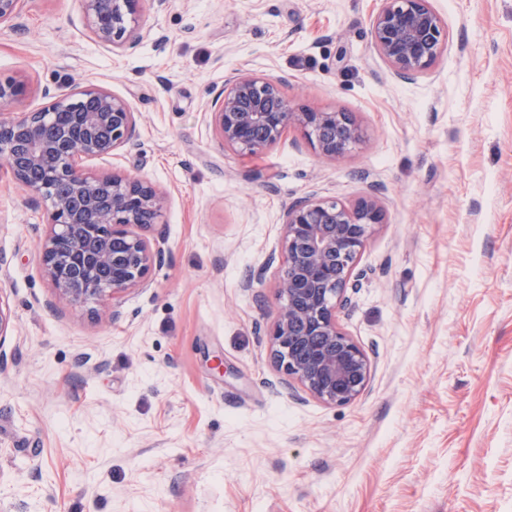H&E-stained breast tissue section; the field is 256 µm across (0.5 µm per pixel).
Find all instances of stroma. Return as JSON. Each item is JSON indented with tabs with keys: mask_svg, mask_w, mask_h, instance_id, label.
Wrapping results in <instances>:
<instances>
[{
	"mask_svg": "<svg viewBox=\"0 0 512 512\" xmlns=\"http://www.w3.org/2000/svg\"><path fill=\"white\" fill-rule=\"evenodd\" d=\"M431 4L447 49L414 81L374 50L381 0H142L126 50L79 0L0 26L20 110L46 88L127 98L135 138L87 166L168 195L167 258L112 322L56 298L47 210L0 166V512H512V0ZM238 73L353 113L363 140L336 162L295 128L222 147L210 104ZM372 193L385 220L336 313L370 376L328 405L271 356L282 216Z\"/></svg>",
	"mask_w": 512,
	"mask_h": 512,
	"instance_id": "stroma-1",
	"label": "stroma"
}]
</instances>
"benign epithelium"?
Listing matches in <instances>:
<instances>
[{
	"label": "benign epithelium",
	"mask_w": 512,
	"mask_h": 512,
	"mask_svg": "<svg viewBox=\"0 0 512 512\" xmlns=\"http://www.w3.org/2000/svg\"><path fill=\"white\" fill-rule=\"evenodd\" d=\"M24 0H0V25L13 21ZM88 27L105 46L134 47L141 0H81ZM377 55L402 80L429 75L447 48L443 20L430 0H382L371 18ZM22 78L0 81V108L22 101ZM43 108L0 116V165L45 205L49 229L39 243L44 275L56 296L74 307L114 301L148 287L151 268L166 256L163 233L148 238L166 196L150 182L117 172L92 173L87 159L104 157L136 136L129 101L87 86L77 95L45 92ZM211 119L222 145L242 155L261 152L283 132L302 131L319 154L340 160L362 141L350 112L294 109L279 80L238 74L211 101ZM384 214L374 196L354 203L308 197L284 213V260L276 281L279 309L270 332L277 367L313 397L345 405L364 389L370 363L336 324V309L351 303L356 271L372 226Z\"/></svg>",
	"instance_id": "benign-epithelium-1"
}]
</instances>
